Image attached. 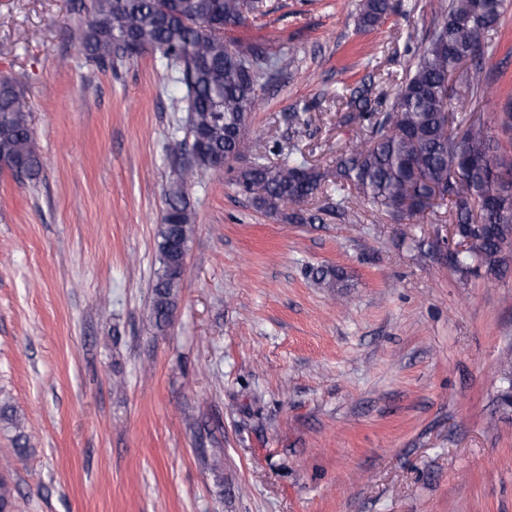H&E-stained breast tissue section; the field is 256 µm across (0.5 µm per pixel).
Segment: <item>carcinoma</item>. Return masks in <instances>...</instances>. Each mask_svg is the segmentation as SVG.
<instances>
[{
  "label": "carcinoma",
  "instance_id": "obj_1",
  "mask_svg": "<svg viewBox=\"0 0 512 512\" xmlns=\"http://www.w3.org/2000/svg\"><path fill=\"white\" fill-rule=\"evenodd\" d=\"M163 0H90L89 18L80 40L95 63L132 58L117 45L130 40L160 55L174 70L175 82L186 90L187 130L202 140L201 161L180 168L166 197L158 228L157 258L149 305L154 326L170 325L178 307L184 272L177 247H188L194 233L193 210L187 186L213 170L216 162L235 161L252 153L249 164L237 169L234 184L258 210L276 214L291 205L292 223L314 224L321 211L296 210L315 198L327 182L336 190L354 188L381 212L414 216L448 201L456 241H472L452 265L461 280L480 269L498 272L512 252V195L500 198L490 212H481L482 226L473 223L472 206L498 183L512 181V155L502 149L492 128L477 111L457 114L451 107L454 87L477 98L485 92V59L497 51L496 38L505 0H446L441 21L410 38L425 43L423 51L397 84L390 107L374 80L363 81L342 96L343 122L367 123V138L336 159L332 170L311 167L292 158L271 162L244 139V128L261 89V64L268 47L261 43H226L224 30L264 14L265 0H170L171 20L158 21ZM395 9L393 0H362L359 28L377 26ZM464 151L466 167L456 169L454 157ZM0 158L14 174L30 182L39 179L41 161L34 146L30 115L20 103L14 81L0 79ZM315 281L337 288L339 271L319 269ZM0 426L15 430L16 454L32 452L15 408L0 399Z\"/></svg>",
  "mask_w": 512,
  "mask_h": 512
}]
</instances>
